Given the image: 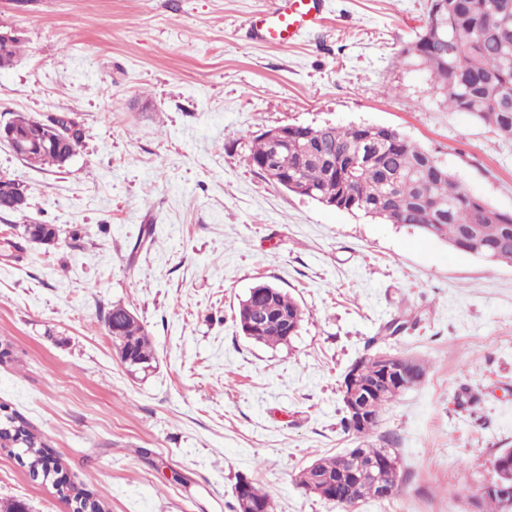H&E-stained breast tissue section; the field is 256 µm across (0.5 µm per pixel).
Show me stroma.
<instances>
[{
  "label": "stroma",
  "instance_id": "1",
  "mask_svg": "<svg viewBox=\"0 0 512 512\" xmlns=\"http://www.w3.org/2000/svg\"><path fill=\"white\" fill-rule=\"evenodd\" d=\"M273 0H0L21 41L0 71V124L65 114L85 131L64 167L0 143V173L54 244L0 249V403L43 434L108 512H234L239 477L274 512H338L297 488L315 459L393 440L402 477L353 512H482L512 448V265L325 206L248 167L285 125L376 124L428 149L462 188L512 212V141L449 110L403 50L428 0H322L285 46L250 41ZM305 311L291 345L244 336L254 285ZM133 309L157 357L121 363L102 321ZM399 330L387 335L389 324ZM426 374L366 436L344 432L340 387L372 337ZM73 512L0 451V505Z\"/></svg>",
  "mask_w": 512,
  "mask_h": 512
}]
</instances>
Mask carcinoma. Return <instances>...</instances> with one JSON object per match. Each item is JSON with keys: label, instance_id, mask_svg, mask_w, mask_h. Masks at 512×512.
<instances>
[{"label": "carcinoma", "instance_id": "cac0c4a2", "mask_svg": "<svg viewBox=\"0 0 512 512\" xmlns=\"http://www.w3.org/2000/svg\"><path fill=\"white\" fill-rule=\"evenodd\" d=\"M403 54L424 66L433 85L444 92L448 107L467 112L499 137L512 140V0H430L421 37ZM291 141L274 150L260 134L246 158L259 173L265 166L294 182L292 192L340 210L362 212L390 224H402L444 239L458 251L492 262L512 264V213L498 211L463 190L455 177L421 145L389 126H288ZM54 224L29 222L20 238L46 243L56 239ZM262 312L266 323L250 338L269 347L289 343L282 320L300 332L305 312L281 288L270 297L241 300L237 320ZM104 325L123 337L137 359L148 362L154 349L149 333L134 312L116 304L104 314ZM408 371L391 396L374 400L375 416L405 390L416 385L426 368L418 360L392 355ZM350 369L362 380L376 376L371 355ZM20 448L31 475L55 483L63 497L73 493L74 512H106L105 505L71 482L62 465L28 420L16 410L0 412V449ZM382 448H359L313 462L322 475L341 467L359 470ZM247 496L256 512H273L269 495L247 480Z\"/></svg>", "mask_w": 512, "mask_h": 512}]
</instances>
